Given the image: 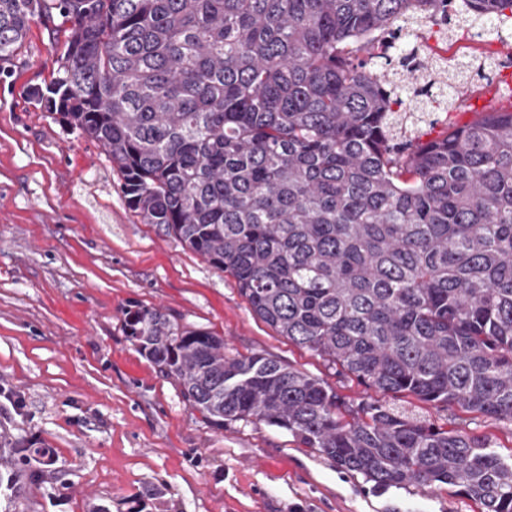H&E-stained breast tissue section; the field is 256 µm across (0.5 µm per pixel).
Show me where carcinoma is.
I'll list each match as a JSON object with an SVG mask.
<instances>
[{
	"instance_id": "cac0c4a2",
	"label": "carcinoma",
	"mask_w": 512,
	"mask_h": 512,
	"mask_svg": "<svg viewBox=\"0 0 512 512\" xmlns=\"http://www.w3.org/2000/svg\"><path fill=\"white\" fill-rule=\"evenodd\" d=\"M0 0V63L69 25L38 98L99 143L143 224L231 276L252 312L367 389L512 425V110L443 128L417 31L512 0ZM124 332L222 428L285 429L377 489L446 485L512 512V454L156 308ZM48 458L0 448V483Z\"/></svg>"
}]
</instances>
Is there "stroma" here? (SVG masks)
<instances>
[{
	"instance_id": "1",
	"label": "stroma",
	"mask_w": 512,
	"mask_h": 512,
	"mask_svg": "<svg viewBox=\"0 0 512 512\" xmlns=\"http://www.w3.org/2000/svg\"><path fill=\"white\" fill-rule=\"evenodd\" d=\"M62 27L57 15L32 23L0 70V443L56 458L15 499L0 497V512H475L444 486L377 491L277 427L206 423L126 338L125 310L153 307L223 336L229 354L273 357L347 401L371 395L253 314L232 277L140 223L105 149L33 101ZM430 44L452 64L498 58L512 31L458 28ZM503 104L498 85L473 80L451 95L448 119ZM394 403L512 451V425L411 396Z\"/></svg>"
}]
</instances>
